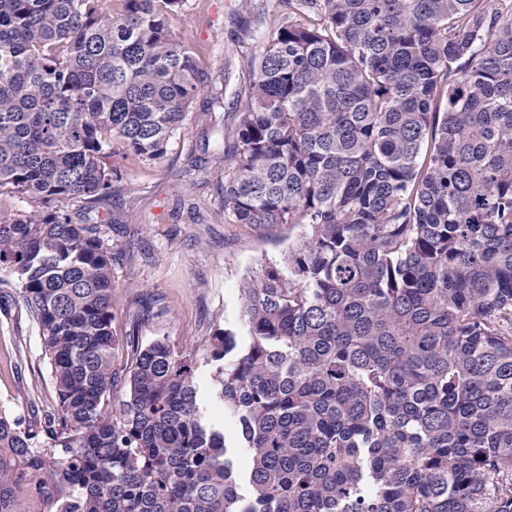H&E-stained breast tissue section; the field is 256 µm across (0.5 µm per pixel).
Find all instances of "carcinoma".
I'll list each match as a JSON object with an SVG mask.
<instances>
[{"mask_svg":"<svg viewBox=\"0 0 512 512\" xmlns=\"http://www.w3.org/2000/svg\"><path fill=\"white\" fill-rule=\"evenodd\" d=\"M121 2L0 0V196L38 204L0 274L57 399L0 410V512H512V0H264L224 223L305 231L242 289L246 347L132 336L114 402L105 159L163 157L208 88L185 0Z\"/></svg>","mask_w":512,"mask_h":512,"instance_id":"carcinoma-1","label":"carcinoma"}]
</instances>
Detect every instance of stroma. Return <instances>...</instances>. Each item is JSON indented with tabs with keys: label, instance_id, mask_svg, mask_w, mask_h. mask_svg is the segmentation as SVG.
<instances>
[{
	"label": "stroma",
	"instance_id": "35a3bbf8",
	"mask_svg": "<svg viewBox=\"0 0 512 512\" xmlns=\"http://www.w3.org/2000/svg\"><path fill=\"white\" fill-rule=\"evenodd\" d=\"M265 20L243 0H187L174 17L177 40L193 46L209 81L163 158L143 162L112 147L114 192L97 205L112 253V370L125 376L128 336L202 349L216 329L241 334V290L279 261L300 227L228 224L220 205L224 149L237 123L236 99L250 82V31ZM49 361L24 305L0 302V406L30 417L56 408Z\"/></svg>",
	"mask_w": 512,
	"mask_h": 512
}]
</instances>
